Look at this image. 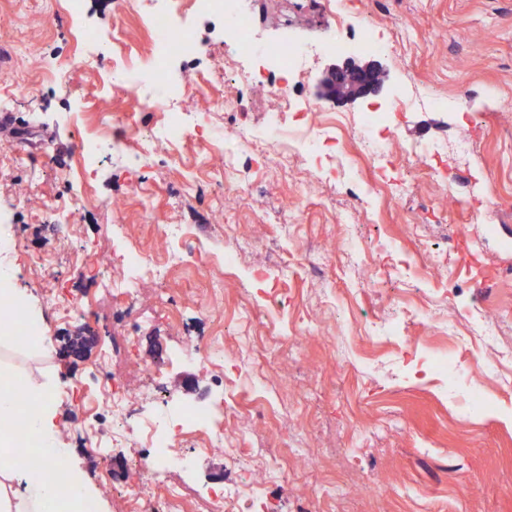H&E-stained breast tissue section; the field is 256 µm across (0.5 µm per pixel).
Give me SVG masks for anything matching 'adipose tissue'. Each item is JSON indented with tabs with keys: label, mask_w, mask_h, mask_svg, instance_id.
Instances as JSON below:
<instances>
[{
	"label": "adipose tissue",
	"mask_w": 512,
	"mask_h": 512,
	"mask_svg": "<svg viewBox=\"0 0 512 512\" xmlns=\"http://www.w3.org/2000/svg\"><path fill=\"white\" fill-rule=\"evenodd\" d=\"M28 396L36 407L28 414H20L14 389L0 385V512H48L49 503L56 501L58 486L76 496L84 495L82 473L65 469L63 482L51 477L28 476L19 466L15 451V428L19 422H27L41 437L39 447L49 464H57L67 451L58 443L56 409L46 398L42 385L36 379L26 383Z\"/></svg>",
	"instance_id": "1"
}]
</instances>
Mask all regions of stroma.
<instances>
[{
	"mask_svg": "<svg viewBox=\"0 0 512 512\" xmlns=\"http://www.w3.org/2000/svg\"><path fill=\"white\" fill-rule=\"evenodd\" d=\"M254 19V44L293 40L317 44L341 22L346 46L320 55L292 81L295 101L319 100L328 112L360 119L388 110L395 144L381 160L379 176L401 180L398 203L371 208L350 194L365 177L355 160H344L335 178L309 173L306 163L288 173L258 168L223 140L207 168L193 146L174 159L139 155L128 131L157 125L166 111L145 112L134 91L104 88L95 72L83 74L79 93L61 76L77 32L117 34V60L145 67L154 46L146 26L113 0H85L70 15L64 0L51 8L0 0V12L20 14L16 29H0V264L10 266L32 319L46 322L53 351L37 344L5 356L22 374L42 382L58 410L59 443L69 464L82 471L93 512H127L122 495L136 479L131 462L104 465L94 440L110 447L112 414L94 411L76 392L99 394L97 363L112 333L131 338V357L165 373L156 395L173 406L224 403V436L284 461L271 479L245 460L204 451L191 436L183 451L195 467L173 468L170 484L183 487L187 512H203L201 497L215 485L245 484L261 490L259 503L241 501L236 512H512V0H242ZM198 32L194 55L174 61L158 81L202 85L197 104L203 120L223 126L210 111L212 99L235 101V122L263 131L274 101L263 84L240 91L223 62L249 70L268 64L240 46L225 54L234 35L212 13L187 17ZM380 62L378 94L352 102L322 98L330 67L345 60ZM435 99L432 107L417 97ZM120 113L124 122L104 117ZM119 140L91 176H84L82 151L100 138ZM466 142L469 169L447 156L428 166L402 156L404 143ZM30 156L26 166L10 151ZM241 165L243 206L226 214L200 208L183 184L195 175L221 192L225 153ZM437 177H429L428 168ZM342 186L331 206L322 201L331 185ZM87 194L88 203L60 223L41 217L43 205ZM125 203L122 214L113 201ZM484 217L470 223L467 209ZM178 222L186 235L174 243L162 225ZM123 224L114 235L113 224ZM25 247L8 246L10 238ZM465 244L472 267L457 260ZM133 244L169 261L166 279L142 280L132 310L112 298L113 271L94 263L78 266L84 252L122 254ZM238 263L225 271V254ZM46 258L36 268L32 256ZM491 278L480 291L477 274ZM178 296L175 318L157 310L160 291ZM59 295L79 316L50 319L49 298ZM499 329L495 348L470 335L474 322ZM393 325L394 335L371 334L372 325ZM222 332V362L233 360L250 341L277 347L271 376L246 371L230 388L219 387L220 364L178 360L188 339ZM478 367L479 377L455 383L422 378L437 349ZM484 392L474 412L469 394Z\"/></svg>",
	"mask_w": 512,
	"mask_h": 512,
	"instance_id": "obj_1",
	"label": "stroma"
}]
</instances>
